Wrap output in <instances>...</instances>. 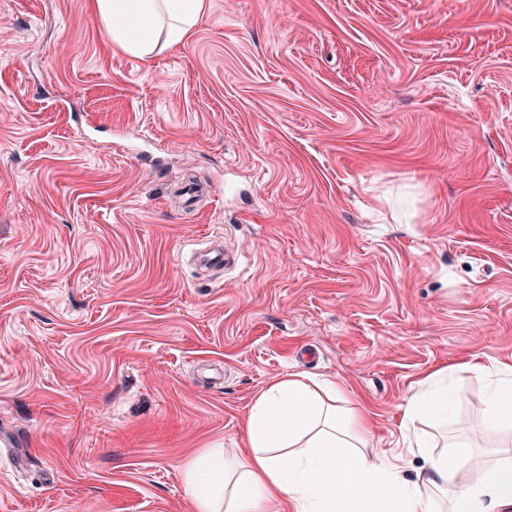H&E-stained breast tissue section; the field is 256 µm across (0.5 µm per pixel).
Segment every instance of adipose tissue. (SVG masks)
<instances>
[{"label":"adipose tissue","mask_w":512,"mask_h":512,"mask_svg":"<svg viewBox=\"0 0 512 512\" xmlns=\"http://www.w3.org/2000/svg\"><path fill=\"white\" fill-rule=\"evenodd\" d=\"M113 45L139 58L183 45L205 0H89ZM485 383L482 427L451 454L415 439V479L375 452L370 420L332 380L292 373L259 396L243 430L247 452L207 448L186 461L192 512H512V365L475 359ZM457 395L445 371L429 375L403 407V425L447 432ZM470 479L457 483L459 473Z\"/></svg>","instance_id":"1"}]
</instances>
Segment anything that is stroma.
<instances>
[{"mask_svg":"<svg viewBox=\"0 0 512 512\" xmlns=\"http://www.w3.org/2000/svg\"><path fill=\"white\" fill-rule=\"evenodd\" d=\"M206 8L143 60L86 0H0V512H190L186 459L294 372L411 478L419 382L464 435L467 363L512 364V0Z\"/></svg>","mask_w":512,"mask_h":512,"instance_id":"stroma-1","label":"stroma"}]
</instances>
